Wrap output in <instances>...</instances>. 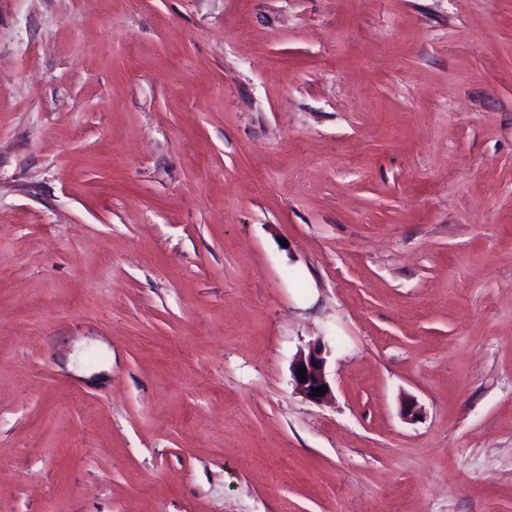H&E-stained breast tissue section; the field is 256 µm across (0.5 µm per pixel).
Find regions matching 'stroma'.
Instances as JSON below:
<instances>
[{
    "mask_svg": "<svg viewBox=\"0 0 512 512\" xmlns=\"http://www.w3.org/2000/svg\"><path fill=\"white\" fill-rule=\"evenodd\" d=\"M0 512H512V0H0ZM324 353L325 346L321 343H317L313 347L309 348L307 354L301 353L292 365V376L296 390L308 400L316 403L321 402L331 392V387L325 372L326 359L324 357ZM302 366L306 367V378H308V381L305 382H301L299 380V375H301L299 374V370ZM321 386H327V392H325L324 396H312V389H316Z\"/></svg>",
    "mask_w": 512,
    "mask_h": 512,
    "instance_id": "obj_1",
    "label": "stroma"
}]
</instances>
